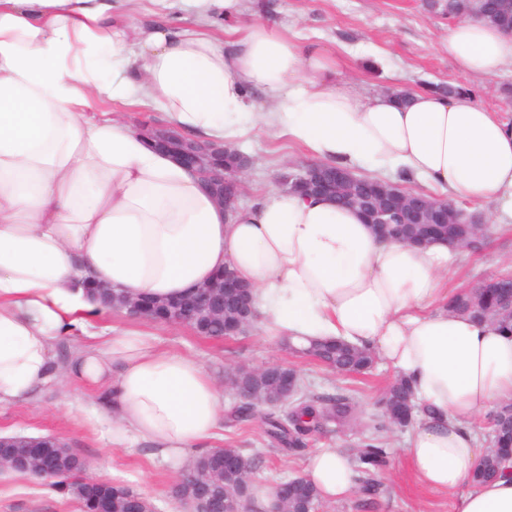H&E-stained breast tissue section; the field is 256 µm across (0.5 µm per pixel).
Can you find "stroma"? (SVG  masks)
I'll return each mask as SVG.
<instances>
[{"label": "stroma", "mask_w": 512, "mask_h": 512, "mask_svg": "<svg viewBox=\"0 0 512 512\" xmlns=\"http://www.w3.org/2000/svg\"><path fill=\"white\" fill-rule=\"evenodd\" d=\"M241 19L266 20L287 30L299 43L326 47L345 75L366 92L421 91L429 83L461 86L486 109L504 120L512 119V65L490 79L460 75L443 49L448 19L430 11L427 0H243ZM240 150L251 161L246 173L251 188L241 196L245 206L252 202L255 191L281 187L290 167L309 162L295 143L263 134L243 138ZM502 272H512V230L505 227L495 229L480 250L468 252L451 272L449 282L469 289L479 280ZM161 339L193 357L219 380L225 369L239 365L293 366L315 391L353 390L370 415L378 413L377 400L395 375L381 362L371 373L342 377L314 360L266 342L251 329L216 341L197 336L186 327L167 326ZM94 406L93 395L80 387H73L65 396L51 385L37 404L0 406V433L61 437L85 461L87 477L108 481L113 471H120V484L149 497L159 512H172L177 505L171 494L176 468L155 457L142 442L129 439L114 444L110 423L90 424ZM408 438L405 432H385L389 460L378 477L376 494L358 493L347 501L322 506L321 512H454V495L422 486L410 471L405 454ZM0 512H78V503L38 480L1 474Z\"/></svg>", "instance_id": "stroma-1"}]
</instances>
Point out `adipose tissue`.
Instances as JSON below:
<instances>
[{"label":"adipose tissue","mask_w":512,"mask_h":512,"mask_svg":"<svg viewBox=\"0 0 512 512\" xmlns=\"http://www.w3.org/2000/svg\"><path fill=\"white\" fill-rule=\"evenodd\" d=\"M241 2L185 0L194 22L182 27L163 13L140 21L141 0H0V405L72 378L94 390L115 442L185 457L220 427L222 388L155 335L95 331L104 311L84 284L171 298L229 268L267 340L340 339L410 380L423 412L406 455L423 486L457 494L456 512H512V458L472 482L487 454L480 416L512 404V329L452 309L463 250L383 241L356 210L281 190L227 211L99 106L158 107L186 139L228 149L254 132L284 137L322 163L494 202L503 221L512 124L468 93H365L267 21L215 35L212 18L235 19ZM446 48L468 77L512 63V35L473 18L449 25ZM79 334L57 364L55 341ZM304 475L325 504L355 491L340 448L315 451Z\"/></svg>","instance_id":"obj_1"}]
</instances>
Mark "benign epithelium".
<instances>
[{"mask_svg": "<svg viewBox=\"0 0 512 512\" xmlns=\"http://www.w3.org/2000/svg\"><path fill=\"white\" fill-rule=\"evenodd\" d=\"M142 132L147 134L157 149L173 153L179 162L204 175L210 183L230 188L228 193H217L219 203L230 209L237 205L240 196L239 172L229 173L217 165L213 148L183 141L168 128L152 131L144 128ZM286 184L290 192L305 191L339 198L355 208L364 201L369 202L374 224L380 235L388 238L396 224L422 225L420 242L426 244L432 238L431 228L435 224L481 223L480 219L464 209L422 201L389 185L366 187L352 171L340 167L327 171L307 164L288 176ZM184 314L195 318L200 325L220 318L231 331L239 333L247 326L251 315V289L226 270L220 281L202 285L191 293L184 305ZM224 384L243 401L256 396L254 389L236 371L225 374ZM294 387V376L290 373L276 374L277 401L281 402L292 395ZM68 451V445L54 436H0V470L7 466L24 468L34 460L44 465Z\"/></svg>", "mask_w": 512, "mask_h": 512, "instance_id": "7a95c632", "label": "benign epithelium"}]
</instances>
